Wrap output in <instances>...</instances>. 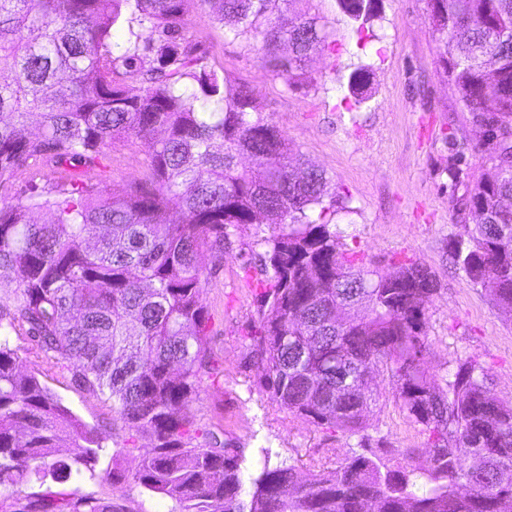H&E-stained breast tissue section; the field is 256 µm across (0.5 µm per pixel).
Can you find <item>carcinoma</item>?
<instances>
[{"label":"carcinoma","instance_id":"carcinoma-1","mask_svg":"<svg viewBox=\"0 0 512 512\" xmlns=\"http://www.w3.org/2000/svg\"><path fill=\"white\" fill-rule=\"evenodd\" d=\"M186 0H0V188L32 164L55 182L0 197V487L14 512H120L93 497L51 491L95 475L102 448L35 373L21 370L8 333L20 328L49 365L112 403L117 420L152 448L130 478L172 503L169 512H512V404L491 393L474 360L439 385L425 369L426 312L439 283L424 264H397L398 281L343 248L336 215L350 212L326 173L298 163L288 139L254 110V91L209 66L185 37ZM252 36L264 69L293 86L326 43L306 0H201ZM365 49L382 0H336ZM127 14L149 31L123 51L112 31ZM432 27L459 51L444 61L458 102L490 127L479 178L453 199L465 237L454 265L512 312V175L495 162L512 150V0H441ZM288 44V53L280 52ZM368 64L347 78L342 102L358 109ZM39 118L34 137L20 127ZM115 141L148 148L145 178L102 189L84 179ZM38 210L53 212L40 223ZM248 224L272 234L271 271L251 346L258 387L279 409L350 439L336 469L301 478L264 463L242 495L244 449L198 441L187 414L206 367L202 258ZM386 366L407 416L429 432L425 448H369L356 395ZM66 448L68 453L59 454ZM424 458L427 467L416 465ZM37 485L42 493L23 495Z\"/></svg>","mask_w":512,"mask_h":512}]
</instances>
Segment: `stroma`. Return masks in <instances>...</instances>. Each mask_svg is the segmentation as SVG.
<instances>
[{"instance_id":"35a3bbf8","label":"stroma","mask_w":512,"mask_h":512,"mask_svg":"<svg viewBox=\"0 0 512 512\" xmlns=\"http://www.w3.org/2000/svg\"><path fill=\"white\" fill-rule=\"evenodd\" d=\"M308 9L325 24L329 40L310 57L309 81L293 87L262 68L251 37L229 38L202 0H188L186 30L217 69L254 90L255 109L283 131L302 161L324 169L349 197L351 212L337 219L348 248L383 273L407 257L436 275L439 290L426 314L428 370L441 376L474 359L492 393L512 402V312L495 306L450 260V245L465 228L455 220L446 167L456 149H463V170L477 178L482 131L448 86L443 62L449 46L432 29L428 0H383L382 16L373 25L382 57L370 78L371 97L352 111L341 99L352 64L363 59L354 26L335 0H309ZM147 157L141 144L108 145L88 180L99 186L136 181L146 172ZM268 233L266 225H247L224 252L205 257L211 371L189 408L200 433L244 448L241 475L247 491L263 463L290 460L305 476L336 468L351 447L341 433L279 410L257 386L249 332L265 252L256 238ZM10 341L22 370L38 373L102 439L95 477H81L73 489L112 501L123 512H168L167 500L133 481L112 485L100 479L115 466L135 471L149 439L115 421L110 404L79 387L71 370L47 365L24 331L11 333ZM370 387L380 394L366 414L371 447H425L422 427L402 412L385 367L373 371ZM118 447L125 450L119 458L113 455Z\"/></svg>"}]
</instances>
